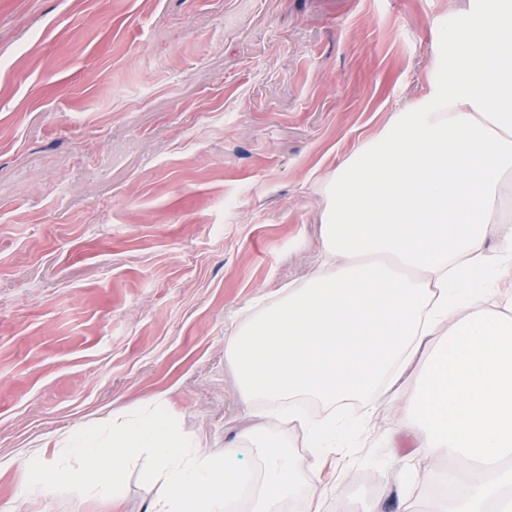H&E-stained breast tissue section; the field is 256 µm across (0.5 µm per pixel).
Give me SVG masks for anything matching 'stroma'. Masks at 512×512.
<instances>
[{
  "label": "stroma",
  "mask_w": 512,
  "mask_h": 512,
  "mask_svg": "<svg viewBox=\"0 0 512 512\" xmlns=\"http://www.w3.org/2000/svg\"><path fill=\"white\" fill-rule=\"evenodd\" d=\"M451 0H0V512H101L79 486L30 504L14 461L167 394L220 453L258 416L224 338L319 259L339 164L424 98ZM296 512H398L411 451L388 406ZM117 512H148L145 462Z\"/></svg>",
  "instance_id": "obj_1"
}]
</instances>
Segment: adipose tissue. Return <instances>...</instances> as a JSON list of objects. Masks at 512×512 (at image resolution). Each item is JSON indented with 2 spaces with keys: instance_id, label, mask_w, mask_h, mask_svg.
Instances as JSON below:
<instances>
[{
  "instance_id": "adipose-tissue-1",
  "label": "adipose tissue",
  "mask_w": 512,
  "mask_h": 512,
  "mask_svg": "<svg viewBox=\"0 0 512 512\" xmlns=\"http://www.w3.org/2000/svg\"><path fill=\"white\" fill-rule=\"evenodd\" d=\"M428 94L336 171L298 287L232 327L224 351L251 431L252 470L186 435L165 395L68 431L19 459L22 497L79 484L113 506L125 468L149 463L151 512H225L244 479L253 512L320 503L341 483L300 469L270 422L298 425L308 455L358 443L366 427L300 402L390 403L416 450L454 462L455 501L435 512H512V0H453Z\"/></svg>"
}]
</instances>
